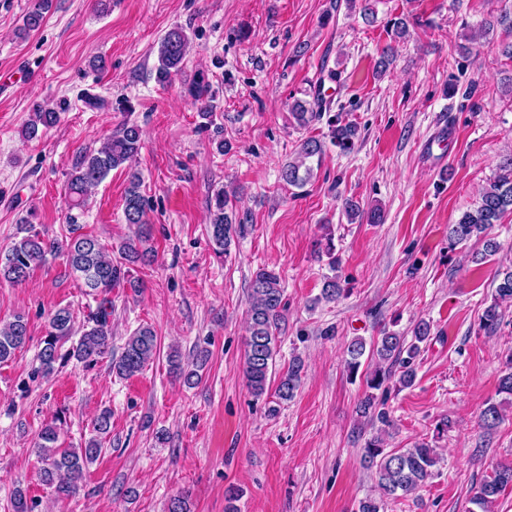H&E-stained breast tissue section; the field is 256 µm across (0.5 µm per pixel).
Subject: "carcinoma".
Returning a JSON list of instances; mask_svg holds the SVG:
<instances>
[{
	"instance_id": "obj_1",
	"label": "carcinoma",
	"mask_w": 512,
	"mask_h": 512,
	"mask_svg": "<svg viewBox=\"0 0 512 512\" xmlns=\"http://www.w3.org/2000/svg\"><path fill=\"white\" fill-rule=\"evenodd\" d=\"M48 0H41L38 7L25 17L18 36L23 38L38 30L44 23V10ZM189 40L181 28L169 30L158 45V64L155 66V81L165 86L177 74L187 55ZM189 95L200 106L203 116L211 109L212 88L205 75L200 74L190 84ZM330 103L321 97L312 101L295 100L290 107L293 117L300 126H308L321 117ZM58 113L51 109H39L35 119L26 126L27 138L33 140L41 136L42 130L55 125ZM357 126L347 123L337 124L331 131V142L342 151L351 149L357 137ZM141 144V130L134 124H125L100 148L85 152L76 163L67 183L70 208H81L92 189L98 186L111 171L130 167L138 154ZM324 142L316 137L302 141L297 157L281 168V179L288 185L302 188L312 176L313 169L307 165L311 158L322 159ZM140 176L130 173L129 186L125 194L124 217L127 223L138 226L136 241L120 246L121 262L112 261V255L97 238L81 232V225H68L69 236L64 249L70 273L80 282L86 294L100 297L96 310L89 313L83 333L72 348V355L90 367L110 348L112 301L109 294L112 288L126 281L130 288H139L138 281L130 278L125 264H144L153 252L151 236L145 228L151 202L140 191ZM230 194L218 189L210 201V239L216 255L227 254L233 236L243 234L247 225L233 223L229 215ZM512 214V156L497 166L493 181L484 190L479 205L465 212L458 223L448 229L449 248L454 249L479 239L490 225L497 223L505 215ZM26 235L15 241L4 253H0V280L22 283L30 272L43 265L49 252L56 249L55 243L46 242L40 234L31 232L25 225ZM512 299V268L502 272V278L495 288V294L481 315L483 329L492 332L502 319L500 302ZM283 288L279 275L265 268L260 269L250 285L249 310L244 376L246 384L255 397L268 391L272 368L278 349V337L274 329L282 318ZM74 315L70 308L60 307L49 318V331L44 346L39 353L40 366L35 374L48 376L55 370L58 361L67 356L59 354L61 340L72 335ZM430 336V325L425 321L417 323L413 336L406 338L397 332L386 331L382 336L367 344L362 339L352 340L346 351L349 355L347 368L353 375L358 373L361 358L368 356L376 360L375 369L366 373V386L370 392L360 400L358 410L364 417H375L388 422L387 414L380 408V402L372 394L374 390L386 389L392 379L403 387L413 385L416 378L414 361L421 353V344ZM28 338L27 322L17 315L0 326V362L8 361L22 348ZM158 352V337L149 326L136 329L125 341L121 355L112 360V371L121 378H128L141 372ZM209 352L197 354L195 368L188 369L181 361L178 352L169 355L170 371L178 379L192 385L199 378V368L204 365ZM302 362L295 359L288 366L274 390L280 400H290L300 386ZM112 413L108 409L100 411L93 425L95 436L82 448H63L59 444L60 431L54 425L45 426L39 433L35 452L40 459L42 481L53 487L57 499L73 497L80 489L89 465L97 460L102 451V435L109 433ZM502 418L501 408L490 404L480 414L483 427L491 429ZM440 458L435 449L426 443H418L411 448L387 449L385 441L374 437L366 443L363 463L376 480L381 497H367L358 504L357 512H385L387 502L414 493L434 475V468ZM512 487V466L501 465L484 479L476 488L471 503L477 512H491L501 493Z\"/></svg>"
}]
</instances>
